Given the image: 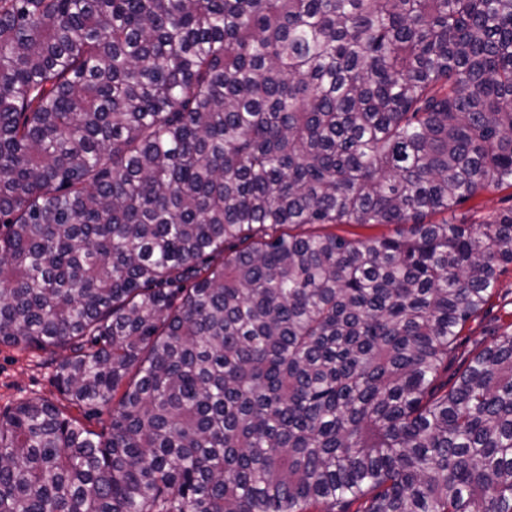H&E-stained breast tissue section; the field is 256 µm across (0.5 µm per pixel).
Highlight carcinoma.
Wrapping results in <instances>:
<instances>
[{
    "label": "carcinoma",
    "instance_id": "carcinoma-1",
    "mask_svg": "<svg viewBox=\"0 0 512 512\" xmlns=\"http://www.w3.org/2000/svg\"><path fill=\"white\" fill-rule=\"evenodd\" d=\"M502 186L512 0H0V512H512ZM512 208V188L502 187L498 190L481 192L455 211L456 222L480 224L490 216ZM313 229L319 231L336 232V234L346 235L352 238H361L371 235H393L398 231L399 228L395 224L373 225L368 227H361L349 224H331L324 226V229L311 227L307 225L301 228H297L292 232L301 233ZM512 322V268L499 275L496 290L485 311L470 320L461 332L455 350L448 359V372L441 381L450 384L468 364L472 355L489 345L493 332L502 324ZM65 355V351L51 347L0 345V411L21 400L40 397L54 402L91 429L98 432L106 430L112 405L99 407L87 418L84 409L70 405L59 392L56 366Z\"/></svg>",
    "mask_w": 512,
    "mask_h": 512
}]
</instances>
